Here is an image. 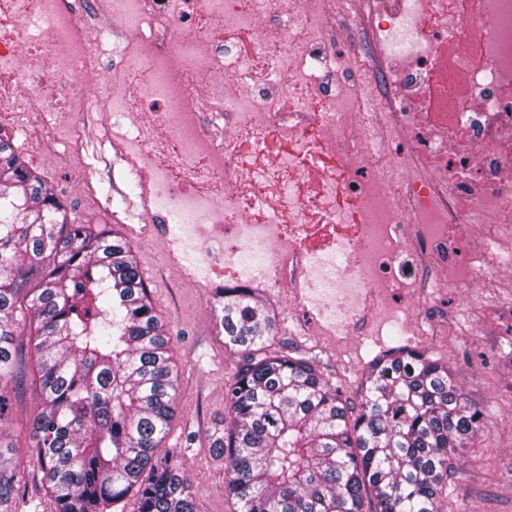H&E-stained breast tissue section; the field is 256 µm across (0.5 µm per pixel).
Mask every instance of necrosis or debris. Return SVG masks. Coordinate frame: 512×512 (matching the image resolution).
<instances>
[{
    "label": "necrosis or debris",
    "mask_w": 512,
    "mask_h": 512,
    "mask_svg": "<svg viewBox=\"0 0 512 512\" xmlns=\"http://www.w3.org/2000/svg\"><path fill=\"white\" fill-rule=\"evenodd\" d=\"M104 58L93 106L73 88ZM18 110L36 154L84 162L82 203L124 168L130 223L223 238L341 353L398 288L491 280L484 322L512 323V0H0V138Z\"/></svg>",
    "instance_id": "1"
}]
</instances>
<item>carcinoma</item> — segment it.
<instances>
[{"label": "carcinoma", "instance_id": "1", "mask_svg": "<svg viewBox=\"0 0 512 512\" xmlns=\"http://www.w3.org/2000/svg\"><path fill=\"white\" fill-rule=\"evenodd\" d=\"M214 299L224 346L245 358L210 444L238 512H443L453 457L487 426L447 365L389 349L370 362L355 414L313 361L266 351L278 317L253 289ZM27 330L34 458L56 512H110L130 494L138 512H195L163 447L176 414L170 337L130 243L70 220L0 139V416ZM21 489L0 464V505Z\"/></svg>", "mask_w": 512, "mask_h": 512}]
</instances>
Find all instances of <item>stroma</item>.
<instances>
[{
	"label": "stroma",
	"instance_id": "35a3bbf8",
	"mask_svg": "<svg viewBox=\"0 0 512 512\" xmlns=\"http://www.w3.org/2000/svg\"><path fill=\"white\" fill-rule=\"evenodd\" d=\"M34 169L71 220L111 224L130 242L152 303L171 336L177 370V413L165 445L174 449L186 469L196 512H236V500L224 494V464L209 448V438L224 417V391L243 365L242 355L225 348L218 334L213 290L224 278L210 268L224 261L221 241L199 236L195 246H183L179 263H172V225L154 224L145 230L121 216L106 220L77 200L83 178L79 166L59 167L47 155ZM259 293L278 314L272 350L314 360L352 404L360 403L368 364L380 351L404 345L448 364L468 402L483 408L488 420L485 432L457 456L443 504L448 512H512V392L501 379L497 360L500 348L512 346V335L493 337L491 327L482 323L484 303L494 296V289L474 284L427 299L426 314L438 326L433 336L408 335L402 321L390 322L377 334L355 325L350 372L343 368L335 346L322 336L314 314L290 306L287 290L263 287ZM17 376L22 384L0 417V458L19 464L25 475V494L13 512H54L43 474L30 458L31 423L40 401L33 352L23 337L18 340Z\"/></svg>",
	"mask_w": 512,
	"mask_h": 512
}]
</instances>
